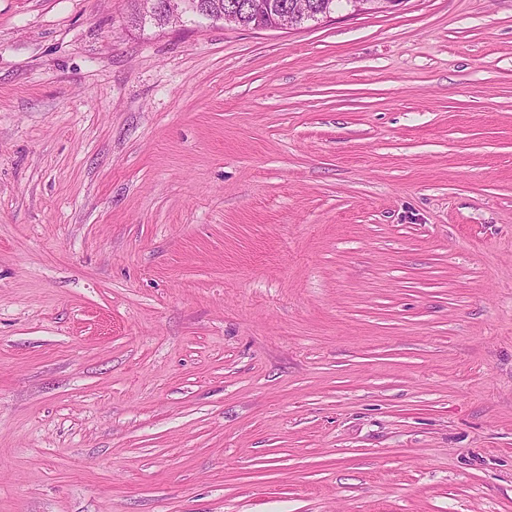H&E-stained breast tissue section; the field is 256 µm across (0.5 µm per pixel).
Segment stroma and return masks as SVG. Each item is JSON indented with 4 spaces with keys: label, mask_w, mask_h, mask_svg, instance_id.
Wrapping results in <instances>:
<instances>
[{
    "label": "stroma",
    "mask_w": 512,
    "mask_h": 512,
    "mask_svg": "<svg viewBox=\"0 0 512 512\" xmlns=\"http://www.w3.org/2000/svg\"><path fill=\"white\" fill-rule=\"evenodd\" d=\"M132 10L0 0V512H512V0ZM193 0H142L144 15L157 25L163 27L181 21L186 12L191 11ZM317 2L319 6L325 8L330 7L333 11H336V7L340 6L342 2L347 7H350V0H310ZM401 0H351V13L352 14H363L366 12L373 11H386L392 9L395 4H398Z\"/></svg>",
    "instance_id": "1"
}]
</instances>
